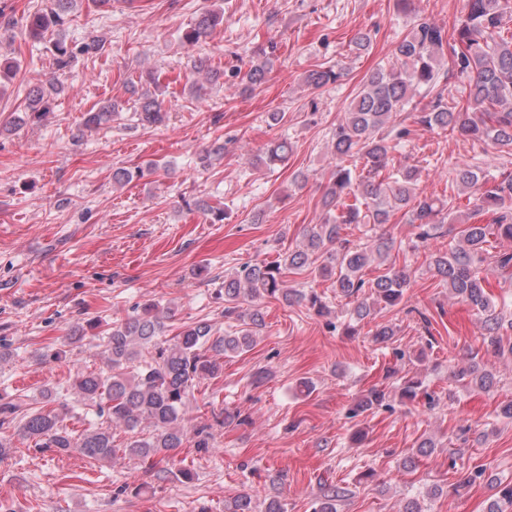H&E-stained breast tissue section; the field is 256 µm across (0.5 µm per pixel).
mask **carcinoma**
Instances as JSON below:
<instances>
[{"instance_id":"cac0c4a2","label":"carcinoma","mask_w":512,"mask_h":512,"mask_svg":"<svg viewBox=\"0 0 512 512\" xmlns=\"http://www.w3.org/2000/svg\"><path fill=\"white\" fill-rule=\"evenodd\" d=\"M73 0H53L47 12L28 19L26 32L41 38L67 22ZM224 11L207 9L198 23L185 30L182 41L197 44L217 25L223 23ZM512 22V0H468L467 11L455 26L458 50L454 51V71L468 79L467 95L462 102L448 99L440 85V67L448 30L420 16L414 17L405 36L398 42L387 65L373 70L363 82L350 107L337 120L332 132L331 154L335 160L324 193V205L332 215L322 224L308 229L303 248L288 253L284 261L245 263L224 275L218 294L224 297V318L234 320L224 335H214L213 325L199 321L184 326L169 340L159 339L162 325L158 305L137 306L124 322L112 326L103 337L109 373L87 372L73 381L78 402L97 407L106 416L105 424L78 436L63 425L64 418L54 409L31 408L19 400L0 407L4 417H21L27 437L42 441L60 452L76 449L86 458L102 461L118 455L150 459L182 446L181 421L189 397L205 379H216L223 371L222 358H234L251 351L265 327L257 308H245L249 301L269 297L287 305L304 304L322 315L328 305L315 291L305 292L286 286L287 270L310 268L323 277L334 279L336 296L348 300L349 323L357 327L372 315L368 300L377 304H398L410 283L409 274L388 261L393 242L375 237L352 245L342 232L352 224H387L394 211L408 210L416 225V241L425 243L440 236L450 216V201L422 196L416 192L419 169L415 166H389L390 153L397 150L409 131H396L394 138L381 135L399 112L415 111L414 120L427 129H440L451 135L482 141L494 148L512 150V37L505 36ZM269 59L251 60L246 67L235 66L230 77L254 91L266 79ZM342 77L341 67L309 71L304 83L312 90L333 85ZM424 89L431 96L423 107L413 105L416 91ZM138 121L156 125L165 119L161 104L145 90L138 96ZM51 100L43 89L30 95L27 118L41 119L50 112ZM117 101L92 112L85 125L98 127L123 112ZM286 136L268 145L258 163L282 162L292 152ZM456 181L477 194L478 209L495 214L491 224H467L460 241L448 251L430 255L429 268L448 285V290L478 311L490 347L499 355L512 356V342H504V333L512 332V312L507 303L496 304L485 291L483 267L489 264L506 272L512 268V252L491 253L488 237L512 242V171L492 174L478 167L463 165L456 171ZM377 263L378 275L364 278V270ZM454 380L464 386L489 390L495 376L479 370L474 358L452 371ZM386 393L370 390L352 414L380 405ZM154 428L149 438L139 428ZM128 434L122 445L115 444L113 433ZM345 489H324L313 512H338ZM512 507V482L499 485V496L487 512H506ZM224 512H255L252 498L240 495L224 504Z\"/></svg>"}]
</instances>
